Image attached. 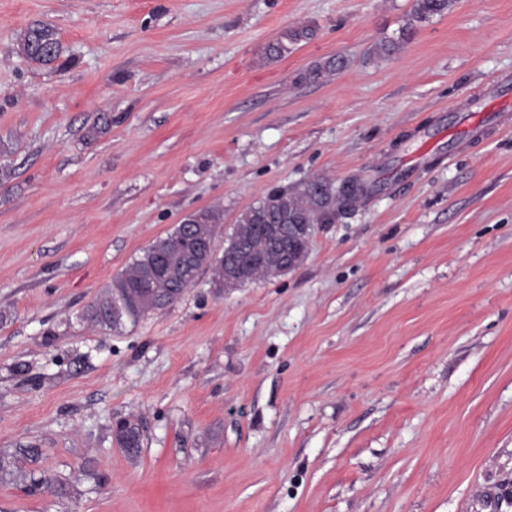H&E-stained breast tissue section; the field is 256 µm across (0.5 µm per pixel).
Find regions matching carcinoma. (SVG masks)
<instances>
[{"instance_id":"obj_1","label":"carcinoma","mask_w":512,"mask_h":512,"mask_svg":"<svg viewBox=\"0 0 512 512\" xmlns=\"http://www.w3.org/2000/svg\"><path fill=\"white\" fill-rule=\"evenodd\" d=\"M456 0H414L412 20L426 22L447 14ZM312 36L307 28L295 29L269 47V54L280 56L288 45L307 40ZM16 51L28 61L48 65L60 55V45L55 29L49 24H38L24 30L16 40ZM346 61L341 56L329 58L324 65L310 70L304 79L316 81L325 72L340 71ZM368 188L358 181H345L339 185L314 178L299 188L275 187L263 199L249 208L238 219L234 234L241 241L236 255V271L243 282L251 283L267 276V236L256 231L257 224H279L286 214L294 219L287 248L297 256L307 251L312 234L302 228L304 224H334L351 212L366 194ZM224 223V213L219 209L203 208L193 214V223L176 227L167 236L154 241L141 256L112 283L86 310L85 317L106 330H114L127 319L137 322L146 313L165 308L178 301L188 288L189 280L202 269L213 271L217 288L224 287L227 263L215 249H203L204 242H215ZM120 447L132 452L142 447V433L133 425L117 436Z\"/></svg>"}]
</instances>
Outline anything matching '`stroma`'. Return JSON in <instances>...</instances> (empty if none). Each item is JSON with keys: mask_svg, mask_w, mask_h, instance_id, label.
Returning <instances> with one entry per match:
<instances>
[{"mask_svg": "<svg viewBox=\"0 0 512 512\" xmlns=\"http://www.w3.org/2000/svg\"><path fill=\"white\" fill-rule=\"evenodd\" d=\"M411 6L0 0V455L39 451L0 472V512H512V87L468 104L512 76V0ZM38 22L47 66L15 50ZM316 175L377 187L295 270L82 321L187 215L223 210L220 252ZM456 0H414L412 20L423 23L433 17L447 14L455 5ZM16 51L34 64H51L60 55L57 33L49 24L29 27L17 38Z\"/></svg>", "mask_w": 512, "mask_h": 512, "instance_id": "35a3bbf8", "label": "stroma"}]
</instances>
